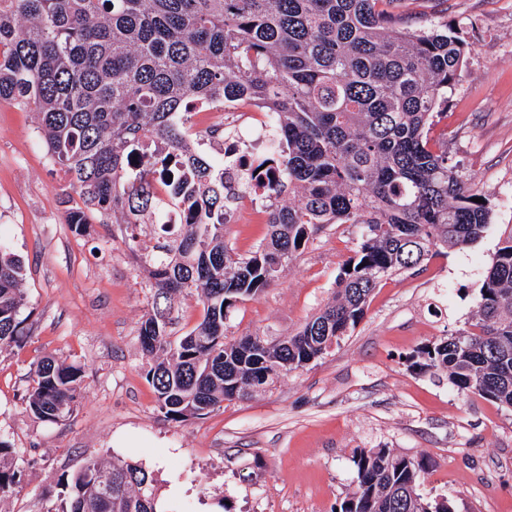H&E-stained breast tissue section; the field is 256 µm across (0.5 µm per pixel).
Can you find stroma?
Instances as JSON below:
<instances>
[{
  "instance_id": "35a3bbf8",
  "label": "stroma",
  "mask_w": 512,
  "mask_h": 512,
  "mask_svg": "<svg viewBox=\"0 0 512 512\" xmlns=\"http://www.w3.org/2000/svg\"><path fill=\"white\" fill-rule=\"evenodd\" d=\"M395 13L448 24L465 44L462 76L431 135L487 200L483 239L383 278L364 317L325 355L183 422L159 411L139 345L153 290L131 245L152 247L150 229L68 224L81 201L32 112L0 104V237L25 266L22 334L0 350V439L17 470L0 512L58 502L61 475L92 457L141 463L160 512H337L356 487L362 448L424 460L420 493L448 498L457 512H512V410L458 395L445 374L412 365L421 347L471 321L485 269L512 231V0H399ZM266 220L260 203L236 212L225 239L250 255ZM362 232L325 225L274 285L237 303L226 336L296 333L332 297ZM45 357L84 372L82 394L58 423L24 402Z\"/></svg>"
}]
</instances>
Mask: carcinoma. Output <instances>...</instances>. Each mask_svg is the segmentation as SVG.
<instances>
[{
  "instance_id": "cac0c4a2",
  "label": "carcinoma",
  "mask_w": 512,
  "mask_h": 512,
  "mask_svg": "<svg viewBox=\"0 0 512 512\" xmlns=\"http://www.w3.org/2000/svg\"><path fill=\"white\" fill-rule=\"evenodd\" d=\"M395 2L0 0V101L33 112L47 154L70 177L82 205L68 223L138 227L179 205L190 214L175 231L161 225L152 251L138 255L155 289L139 340L165 418L204 416L305 368L357 324L383 277L483 237L488 203L471 201L478 191L428 137L459 82L464 45L439 23L397 22ZM193 101L274 115L276 150L261 161L269 238L248 257L224 239V210L247 184L187 139ZM162 174L174 178L167 198L154 186ZM327 224L365 226L331 300L278 343L226 340L231 308L274 284ZM23 276L22 260L0 243V349L20 333ZM187 290L202 298L203 316L172 341L171 314ZM418 354L416 366L447 373L458 394L512 410V230L475 317ZM83 381L81 368L48 357L34 370L27 409L62 421ZM354 465L356 489L340 512H455L419 493L420 459L370 448ZM16 476L0 439V498ZM63 486L67 496L39 512H158L154 479L138 463L91 458Z\"/></svg>"
}]
</instances>
